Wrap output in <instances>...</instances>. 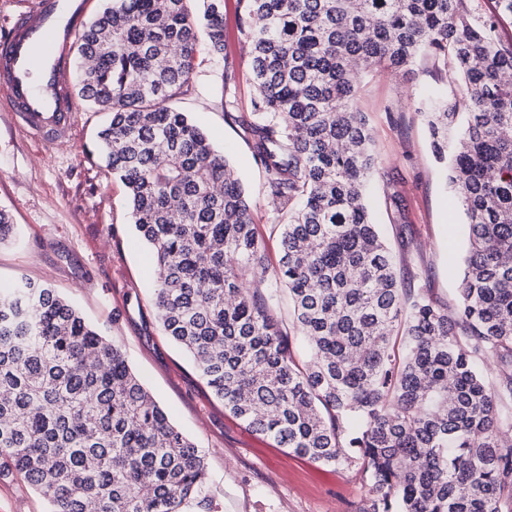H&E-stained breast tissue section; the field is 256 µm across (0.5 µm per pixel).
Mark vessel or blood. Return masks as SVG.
<instances>
[{"instance_id":"vessel-or-blood-1","label":"vessel or blood","mask_w":512,"mask_h":512,"mask_svg":"<svg viewBox=\"0 0 512 512\" xmlns=\"http://www.w3.org/2000/svg\"><path fill=\"white\" fill-rule=\"evenodd\" d=\"M24 9L0 38V106L18 125L44 142L66 139L74 107L70 48L86 0H20Z\"/></svg>"}]
</instances>
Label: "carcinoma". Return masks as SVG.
Returning <instances> with one entry per match:
<instances>
[{
  "label": "carcinoma",
  "mask_w": 512,
  "mask_h": 512,
  "mask_svg": "<svg viewBox=\"0 0 512 512\" xmlns=\"http://www.w3.org/2000/svg\"><path fill=\"white\" fill-rule=\"evenodd\" d=\"M110 0L76 46L77 95L110 113L99 153L152 249L160 324L233 416L295 457L356 470L362 512H512V0H238L254 88L242 126L279 215L265 266L232 165L168 102L204 46L224 55V0ZM452 66L454 103L422 111L469 224L460 302L401 287L364 201L376 168L357 68ZM292 299L304 368L271 307ZM405 338V353L393 339ZM494 353V382L479 362ZM52 512L207 505L204 452L54 289L0 286V472Z\"/></svg>",
  "instance_id": "carcinoma-1"
}]
</instances>
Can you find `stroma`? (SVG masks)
<instances>
[{"instance_id":"obj_1","label":"stroma","mask_w":512,"mask_h":512,"mask_svg":"<svg viewBox=\"0 0 512 512\" xmlns=\"http://www.w3.org/2000/svg\"><path fill=\"white\" fill-rule=\"evenodd\" d=\"M223 56L200 55L189 87L172 104L192 114L223 150L253 203L269 262L278 259L276 215L266 176L233 119L224 90L235 92V116L253 110L237 0H224ZM454 98L446 67L418 60L409 71L375 69L361 77L358 108L372 133L378 171L367 202L407 288H424L455 306L468 250V228L431 152L420 112L430 96ZM69 137L43 143L0 109V209L16 227L0 243V285L28 280L69 300L105 337L119 344L140 380L172 422L206 453L205 493L212 512H360L367 488L354 470L289 455L225 409L187 355L164 333L152 303L154 267L136 237L125 185L95 148L107 114L77 100ZM0 512H51L35 489L0 476Z\"/></svg>"}]
</instances>
